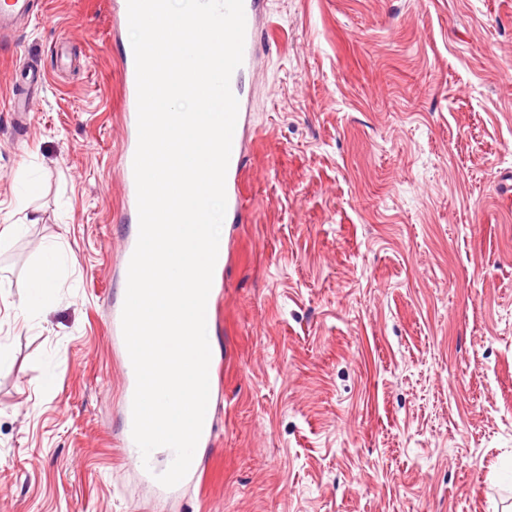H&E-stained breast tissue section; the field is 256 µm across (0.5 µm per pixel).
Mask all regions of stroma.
Here are the masks:
<instances>
[{"instance_id":"obj_1","label":"stroma","mask_w":512,"mask_h":512,"mask_svg":"<svg viewBox=\"0 0 512 512\" xmlns=\"http://www.w3.org/2000/svg\"><path fill=\"white\" fill-rule=\"evenodd\" d=\"M34 2L0 42V512H512V0H265L223 398L167 497L120 445L109 331L129 30L117 0ZM25 78L28 85V92L22 93L15 85H12L9 101L14 111L24 109L30 90L32 89V91H34L41 87L47 80L46 72L41 69L28 70ZM218 396L219 395L218 394L216 395L214 387L211 384V386H209V402H208V407H207V411H206L204 427H203V431H202L200 440L198 442L197 448H202L203 446H208L210 444L211 437H212L214 412L218 405ZM197 448H196L190 469H189L186 477L183 480L188 479V478H193L196 480L198 478L203 479L205 476V473H206L205 466L203 464V461H202L199 453H197ZM179 484H177L174 487H168V488H176Z\"/></svg>"}]
</instances>
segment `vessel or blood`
<instances>
[{
    "label": "vessel or blood",
    "mask_w": 512,
    "mask_h": 512,
    "mask_svg": "<svg viewBox=\"0 0 512 512\" xmlns=\"http://www.w3.org/2000/svg\"><path fill=\"white\" fill-rule=\"evenodd\" d=\"M263 0H244V14L246 21L245 44L243 62L237 68L230 81L231 90L238 100V117L232 139V149L225 179L226 214L225 221L229 224L237 223L243 216L245 207L240 192L245 166L246 130L249 124L251 110L248 97L244 93L243 78L250 71L258 68L261 55L258 48L259 25L263 17ZM33 17V4L31 0H0V40L11 37L19 23L31 22ZM122 90L127 101L128 109L125 116L126 143L121 155V167L125 189V206L122 217L125 221L138 223L137 190L133 170V161L138 142L137 130V81L136 65L132 48H125L121 57ZM123 299H116L112 304V318L110 332L112 345L118 352H125L126 344L122 330ZM136 380L134 375H127L123 407V423L121 445L133 448L135 442L132 437V402Z\"/></svg>",
    "instance_id": "1"
}]
</instances>
